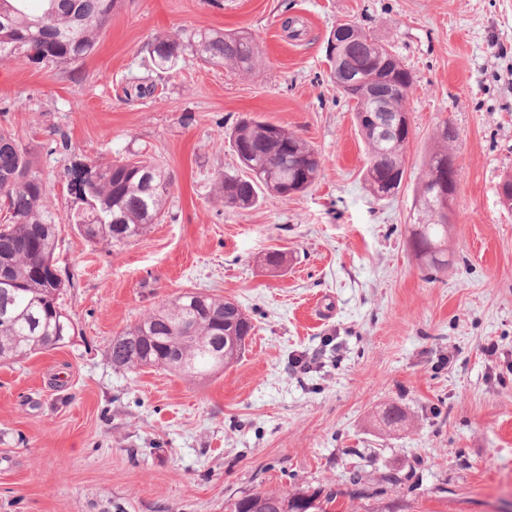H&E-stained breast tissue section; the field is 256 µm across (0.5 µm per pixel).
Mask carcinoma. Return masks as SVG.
I'll return each mask as SVG.
<instances>
[{
  "mask_svg": "<svg viewBox=\"0 0 512 512\" xmlns=\"http://www.w3.org/2000/svg\"><path fill=\"white\" fill-rule=\"evenodd\" d=\"M32 12L28 0H0V63L25 53L62 68L76 64L97 48L100 34L116 10L118 0H38ZM343 32L355 68L373 85L392 82L401 93L386 102L395 112L406 109L413 83L411 72L398 57L363 28L344 22ZM195 52L206 64L251 70L259 45L240 30H182L175 37L156 38L148 46L155 69L175 70L181 54ZM342 94L354 101L356 121L369 147L365 183L377 198L398 193L406 170L408 135L377 140L365 115L374 102L357 90ZM233 151L250 155L253 176L224 173L216 189L224 206L251 209L264 194H282L289 185L308 189L318 178L320 161L307 141L288 128L249 117L229 134ZM457 138L448 122L439 125L437 147L424 162L425 173L415 189L417 217L410 246L430 273L448 267L445 238L448 229L427 205L432 186L448 180V144ZM68 199L84 208L67 206L68 223L87 226L84 238L128 244L164 217L172 177L152 160L132 153L126 158L99 163L74 157L66 170ZM0 204L7 223L0 225V265L7 266L13 287L0 291V303H9L10 319L0 321V361L49 350L75 334V327L60 303L66 280L50 268L57 247L55 213L47 203L45 184L27 150L9 132L0 131ZM254 331L251 319L234 301L214 296L198 307L193 292H184L124 333L126 343L111 346L112 367L132 370L160 367L189 377L211 376L237 362L246 339ZM231 512H336V498L319 492L254 493L231 504Z\"/></svg>",
  "mask_w": 512,
  "mask_h": 512,
  "instance_id": "obj_1",
  "label": "carcinoma"
}]
</instances>
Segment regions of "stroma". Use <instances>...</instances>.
I'll return each instance as SVG.
<instances>
[{
	"label": "stroma",
	"mask_w": 512,
	"mask_h": 512,
	"mask_svg": "<svg viewBox=\"0 0 512 512\" xmlns=\"http://www.w3.org/2000/svg\"><path fill=\"white\" fill-rule=\"evenodd\" d=\"M344 21L414 77L406 176L384 200L365 187L353 105L330 77ZM191 28L251 33L258 65L187 52L155 71L147 43ZM140 83L154 93L133 96ZM249 115L295 131L321 169L304 192L230 209L215 179L238 171L228 135ZM445 121L457 188L448 270L432 274L409 238ZM0 127L31 149L58 211L75 153L140 152L174 178L164 220L131 244L59 223L76 334L0 362V512H228L250 493L299 491L336 494L337 512L512 503V209L499 189L512 174V0H121L78 65L0 63ZM189 290L249 315L238 362L205 379L112 368L113 339ZM392 406L404 424H383Z\"/></svg>",
	"instance_id": "1"
}]
</instances>
